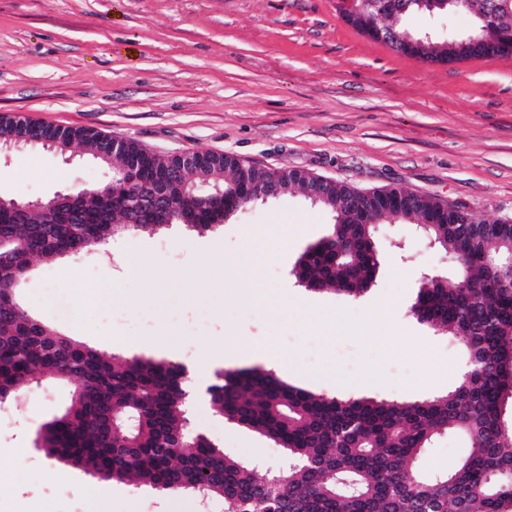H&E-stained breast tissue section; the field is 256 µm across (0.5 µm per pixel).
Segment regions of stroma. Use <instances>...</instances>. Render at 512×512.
Here are the masks:
<instances>
[{"instance_id":"1","label":"stroma","mask_w":512,"mask_h":512,"mask_svg":"<svg viewBox=\"0 0 512 512\" xmlns=\"http://www.w3.org/2000/svg\"><path fill=\"white\" fill-rule=\"evenodd\" d=\"M91 127L148 150L223 153L261 167L300 169L369 190L400 186L428 199L512 219V58L428 64L358 33L337 0H0V115ZM108 168L39 145L0 154V196L33 200L101 185ZM327 209L295 194L246 206L216 232L180 224L162 237L116 239L107 251L35 263L19 291L41 321L107 353L172 361L245 336L276 350L254 359L315 393L410 400L450 389L464 367L448 335L410 307L422 273L446 268L415 225L383 221L376 280L353 298L312 292L291 270L327 235ZM261 238L247 249L245 229ZM218 249L249 253L251 276L207 264ZM140 253L146 275L125 272ZM119 284L132 304L95 305ZM261 290L263 301L241 294ZM145 328L116 340L113 310ZM53 381L23 394L0 430V512L40 497L51 512H198L195 499L91 478L48 460L34 441L70 403ZM195 430L239 458L274 463L273 442L201 406Z\"/></svg>"}]
</instances>
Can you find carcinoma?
I'll return each instance as SVG.
<instances>
[{"label": "carcinoma", "instance_id": "cac0c4a2", "mask_svg": "<svg viewBox=\"0 0 512 512\" xmlns=\"http://www.w3.org/2000/svg\"><path fill=\"white\" fill-rule=\"evenodd\" d=\"M499 24L512 30V0H488ZM460 35L448 32L447 56ZM6 128L33 139L70 137L73 130L11 116ZM170 184L172 209L140 204L138 223H121L115 208L142 199L140 183L79 188L56 213L0 210V403L48 379L73 387L71 403L44 423L40 447L49 459L105 481L133 482L160 494L221 501L224 512H512V224H487L471 211L468 224L448 222L462 204H448L438 223L421 228L448 255L451 275L419 286L411 313L462 347L465 368L454 388L421 400L325 396L282 381L271 369H227L208 385L211 410L283 450L280 470L258 477L254 465L189 431L183 403L190 389L179 363L109 355L34 317L16 290L32 261L105 249L120 235L157 234L161 220L187 204L192 183ZM356 187L341 182L323 207L334 213L326 236L298 257L292 274L310 291L354 298L376 279L380 250L373 212L357 220L344 203ZM189 228H217L211 206L192 209ZM442 434L467 443L450 471L421 468Z\"/></svg>", "mask_w": 512, "mask_h": 512}]
</instances>
